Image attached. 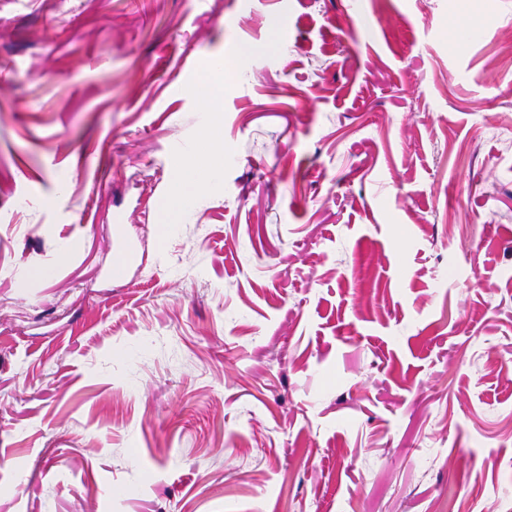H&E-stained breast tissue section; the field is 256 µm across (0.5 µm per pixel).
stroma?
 Wrapping results in <instances>:
<instances>
[{"label":"stroma","mask_w":512,"mask_h":512,"mask_svg":"<svg viewBox=\"0 0 512 512\" xmlns=\"http://www.w3.org/2000/svg\"><path fill=\"white\" fill-rule=\"evenodd\" d=\"M511 33L512 0H0V512H512ZM204 82H200V96L206 108L213 109L220 100L224 82L233 78L236 74L235 61L232 57H224L205 64ZM122 223V220L119 218L117 219V224L114 225L116 246L113 250V275L117 278H120L124 274L126 268L133 260L131 251L123 244L124 224Z\"/></svg>","instance_id":"obj_1"}]
</instances>
